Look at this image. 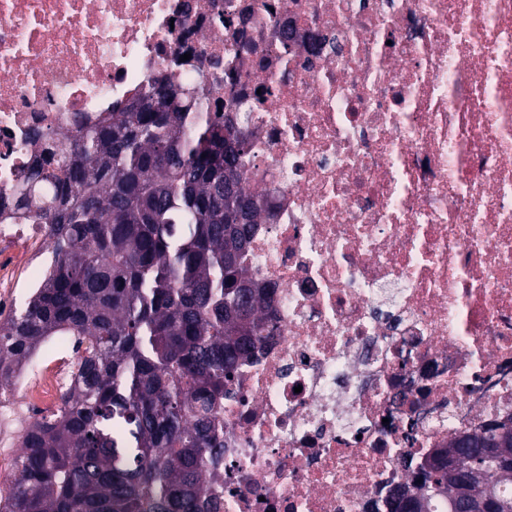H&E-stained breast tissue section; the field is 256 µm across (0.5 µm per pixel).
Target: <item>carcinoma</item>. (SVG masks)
<instances>
[{
	"mask_svg": "<svg viewBox=\"0 0 512 512\" xmlns=\"http://www.w3.org/2000/svg\"><path fill=\"white\" fill-rule=\"evenodd\" d=\"M204 90L168 80L83 123L24 168L0 224H42L51 260L25 306L0 311V395L51 336L83 347L56 412L29 424L0 512H220L224 387L270 334L273 286L242 256L264 205L244 149ZM506 512L511 483L453 440L421 466L414 508L453 499L459 474Z\"/></svg>",
	"mask_w": 512,
	"mask_h": 512,
	"instance_id": "carcinoma-1",
	"label": "carcinoma"
}]
</instances>
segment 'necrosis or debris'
<instances>
[{
  "instance_id": "obj_1",
  "label": "necrosis or debris",
  "mask_w": 512,
  "mask_h": 512,
  "mask_svg": "<svg viewBox=\"0 0 512 512\" xmlns=\"http://www.w3.org/2000/svg\"><path fill=\"white\" fill-rule=\"evenodd\" d=\"M209 93L271 197L244 264L273 334L224 395L221 512H382L512 419V0H0V198L33 132L164 79ZM19 375L59 402L76 359Z\"/></svg>"
}]
</instances>
